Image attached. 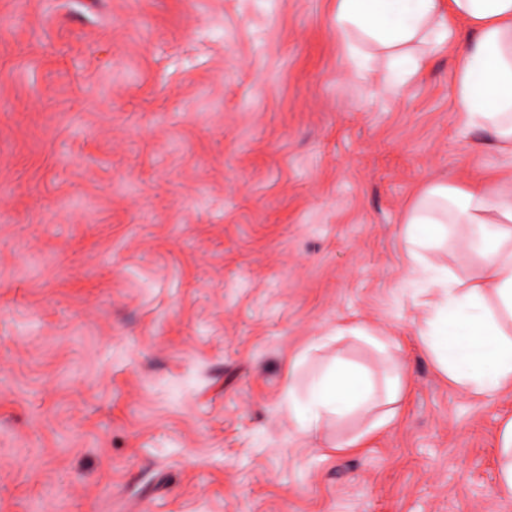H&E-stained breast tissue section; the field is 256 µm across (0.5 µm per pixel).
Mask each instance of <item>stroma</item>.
Listing matches in <instances>:
<instances>
[{
	"instance_id": "stroma-1",
	"label": "stroma",
	"mask_w": 512,
	"mask_h": 512,
	"mask_svg": "<svg viewBox=\"0 0 512 512\" xmlns=\"http://www.w3.org/2000/svg\"><path fill=\"white\" fill-rule=\"evenodd\" d=\"M336 0H0V512H512V389L415 337L420 191L512 173L453 105L452 45L397 91ZM400 375L367 447L282 401L308 342ZM361 336L364 339L372 342L381 350H385L387 348V344L374 337V335L366 328H363L358 325H346L337 327L336 330L329 336H319L312 340L308 348L303 352L299 362H303L307 359V357L313 353L322 350L328 345V342L331 340H336V336ZM499 485L503 493L512 494V418L508 419L501 431Z\"/></svg>"
}]
</instances>
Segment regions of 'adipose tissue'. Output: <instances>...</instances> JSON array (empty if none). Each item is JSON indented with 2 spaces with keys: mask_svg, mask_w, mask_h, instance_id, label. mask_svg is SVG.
<instances>
[{
  "mask_svg": "<svg viewBox=\"0 0 512 512\" xmlns=\"http://www.w3.org/2000/svg\"><path fill=\"white\" fill-rule=\"evenodd\" d=\"M336 25L354 31L359 44L386 52L402 69L420 67L417 42H455L459 57L454 105L465 124L490 147L512 155V0H336ZM409 266L425 276L416 336L436 369L472 395L512 387V182L482 179L470 189L427 186L402 231ZM435 250L475 252L477 275L463 278L433 264ZM402 394L397 379L377 389L371 372L336 357L320 366L303 391L284 399L297 433L318 443L323 427L385 401L375 429L395 416Z\"/></svg>",
  "mask_w": 512,
  "mask_h": 512,
  "instance_id": "adipose-tissue-1",
  "label": "adipose tissue"
}]
</instances>
